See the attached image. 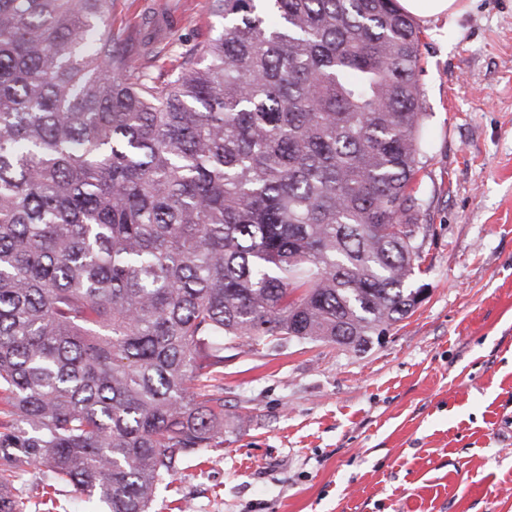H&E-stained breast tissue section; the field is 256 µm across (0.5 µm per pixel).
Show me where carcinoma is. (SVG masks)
I'll return each mask as SVG.
<instances>
[{"mask_svg":"<svg viewBox=\"0 0 512 512\" xmlns=\"http://www.w3.org/2000/svg\"><path fill=\"white\" fill-rule=\"evenodd\" d=\"M165 84L112 0H0V512L29 469L149 512L224 444V348L405 319L420 31L396 0H213Z\"/></svg>","mask_w":512,"mask_h":512,"instance_id":"cac0c4a2","label":"carcinoma"}]
</instances>
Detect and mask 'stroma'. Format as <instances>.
<instances>
[{
  "mask_svg": "<svg viewBox=\"0 0 512 512\" xmlns=\"http://www.w3.org/2000/svg\"><path fill=\"white\" fill-rule=\"evenodd\" d=\"M112 0L119 47L159 82L214 35L211 0ZM420 27L427 114L415 312L366 350L293 341L224 351V443L187 458L152 512H512V0ZM29 512H88L16 484Z\"/></svg>",
  "mask_w": 512,
  "mask_h": 512,
  "instance_id": "1",
  "label": "stroma"
}]
</instances>
